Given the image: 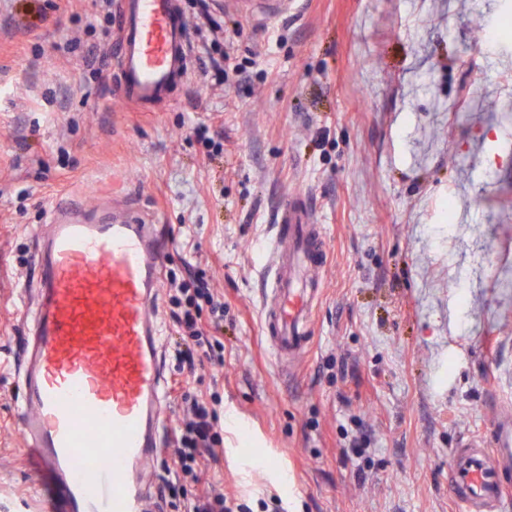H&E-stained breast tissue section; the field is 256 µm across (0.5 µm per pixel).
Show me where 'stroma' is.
<instances>
[{
  "instance_id": "obj_1",
  "label": "stroma",
  "mask_w": 512,
  "mask_h": 512,
  "mask_svg": "<svg viewBox=\"0 0 512 512\" xmlns=\"http://www.w3.org/2000/svg\"><path fill=\"white\" fill-rule=\"evenodd\" d=\"M204 1L226 46L190 32L189 81L133 109L99 62L118 13L0 0V512H50L17 420L34 232L58 198L93 211L104 194L171 238L164 273L195 266L224 296V364L190 371L160 292L170 425L197 398L224 431L198 484L163 451L148 512L210 490L245 512H453V449L512 416V37L487 39L512 0H296L281 17L180 0L187 24ZM291 196L328 260L313 345L286 372L260 306ZM360 426L364 456L342 455Z\"/></svg>"
}]
</instances>
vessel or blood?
Returning <instances> with one entry per match:
<instances>
[{"label":"vessel or blood","instance_id":"obj_1","mask_svg":"<svg viewBox=\"0 0 512 512\" xmlns=\"http://www.w3.org/2000/svg\"><path fill=\"white\" fill-rule=\"evenodd\" d=\"M116 100L150 105L186 82L192 54L178 0H119ZM40 276L27 321L18 425L57 512H147L148 477L164 425L165 376L156 300L165 257L148 216L132 208L94 222L56 208L37 232ZM322 225L292 197L271 245L261 324L275 356L313 341ZM512 420L454 449L455 512L512 504Z\"/></svg>","mask_w":512,"mask_h":512}]
</instances>
